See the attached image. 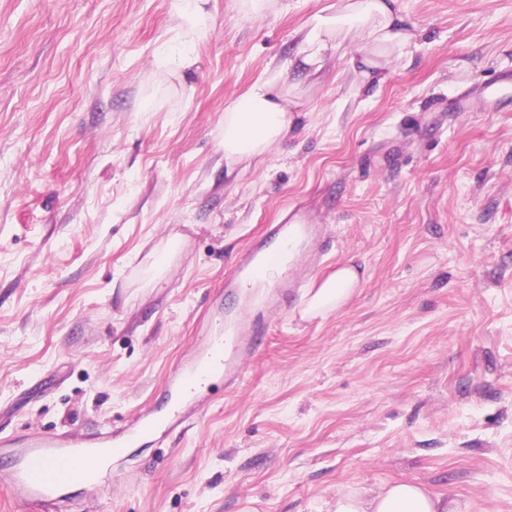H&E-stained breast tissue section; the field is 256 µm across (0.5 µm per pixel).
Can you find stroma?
<instances>
[{
  "instance_id": "1",
  "label": "stroma",
  "mask_w": 512,
  "mask_h": 512,
  "mask_svg": "<svg viewBox=\"0 0 512 512\" xmlns=\"http://www.w3.org/2000/svg\"><path fill=\"white\" fill-rule=\"evenodd\" d=\"M339 0H0V431L128 425L203 345L234 258L297 211L361 283L265 314L240 382L115 462L69 512H328L420 484L512 512V112L456 99L512 72V0H400L414 33L291 75L292 129L224 161V111ZM359 281L357 271L351 266L336 270L318 289L308 303V311L325 306L340 308L351 296Z\"/></svg>"
}]
</instances>
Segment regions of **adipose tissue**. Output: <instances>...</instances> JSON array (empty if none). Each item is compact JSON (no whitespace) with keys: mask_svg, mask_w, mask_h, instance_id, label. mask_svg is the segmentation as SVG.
Wrapping results in <instances>:
<instances>
[{"mask_svg":"<svg viewBox=\"0 0 512 512\" xmlns=\"http://www.w3.org/2000/svg\"><path fill=\"white\" fill-rule=\"evenodd\" d=\"M361 40L373 48L404 49L410 34L400 0H342L335 14L316 17L302 33V50L282 62L269 77L255 81L224 113V159L228 164L252 161L274 142L287 136L292 118L281 92L291 71L318 72L326 57L344 51L348 42ZM359 281L353 267L336 270L308 303L309 310L342 306ZM329 512H461V505L425 487L398 482L374 493L351 488L337 494Z\"/></svg>","mask_w":512,"mask_h":512,"instance_id":"obj_1","label":"adipose tissue"}]
</instances>
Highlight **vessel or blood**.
Listing matches in <instances>:
<instances>
[{
  "label": "vessel or blood",
  "instance_id": "obj_1",
  "mask_svg": "<svg viewBox=\"0 0 512 512\" xmlns=\"http://www.w3.org/2000/svg\"><path fill=\"white\" fill-rule=\"evenodd\" d=\"M317 230L314 224L270 225L266 235L252 242L235 260L224 280L226 294L240 295L274 273L278 276V302L281 307H289L296 286L288 276L297 262L294 246L298 239L313 238ZM264 329V322L246 319L232 327L229 335H209L202 364H183L170 374L164 406L139 414L121 432L95 438L41 434L26 440L0 434V486L18 505L60 512L66 489L96 487L101 460L122 456L128 449L142 447L149 439L184 426L191 418L189 407L200 389L215 377L234 381L240 374L242 358L260 346Z\"/></svg>",
  "mask_w": 512,
  "mask_h": 512
}]
</instances>
